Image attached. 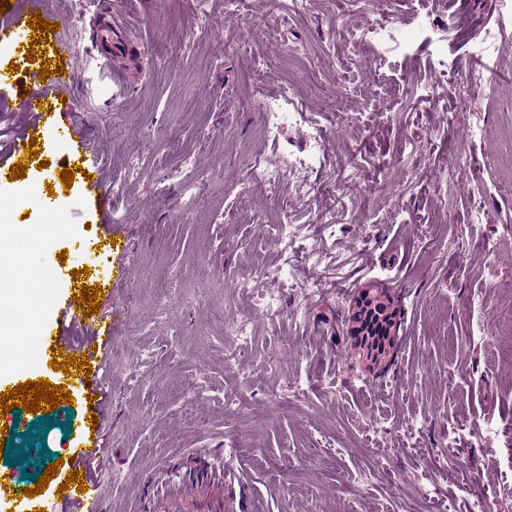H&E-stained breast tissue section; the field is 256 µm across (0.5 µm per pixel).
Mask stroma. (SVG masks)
Masks as SVG:
<instances>
[{"instance_id": "35a3bbf8", "label": "stroma", "mask_w": 512, "mask_h": 512, "mask_svg": "<svg viewBox=\"0 0 512 512\" xmlns=\"http://www.w3.org/2000/svg\"><path fill=\"white\" fill-rule=\"evenodd\" d=\"M494 7L387 2L407 37L418 15L446 29L452 57L473 35H496L502 76L466 105L452 74L439 80V104L405 95L431 79L426 48L382 65L352 55L350 29L373 16L343 14L339 0H313L299 16L272 0L235 11L207 0L203 13L196 0H44L63 53L48 56L27 25L18 45H0L2 75L17 64L76 76L64 88L0 85V151L29 126L21 95L47 88L95 142L103 184L92 199L80 183L64 187L70 147L48 129L46 167L0 179V225H23L25 264L64 259L28 326L0 341V363L29 357L0 381L9 391L38 381L44 333L58 327L71 283L97 290L99 314L112 318L97 359L102 403L58 404L43 440L64 459L80 445L77 426L94 424L105 463L87 487L106 512H468L474 499L512 512V442L484 439L488 423L512 421L496 321L512 306V25H498ZM117 38L128 54L120 80L105 66ZM274 46L305 48L303 68L268 61ZM290 74L328 133L309 181L286 179L272 195L255 183L257 164L302 151L309 130L267 145L251 85L272 94ZM135 146L143 173L130 178ZM160 154L175 173L156 167ZM441 168L439 190L429 174ZM30 189L50 207L30 203ZM283 215L299 260L277 281L265 271L283 255L267 227ZM107 228L124 251L102 254ZM364 288L399 315L380 373L352 355L347 311ZM269 291L280 312L254 315ZM249 314L252 336L225 335V321ZM230 393L245 400L232 413ZM203 448L223 453V472Z\"/></svg>"}]
</instances>
